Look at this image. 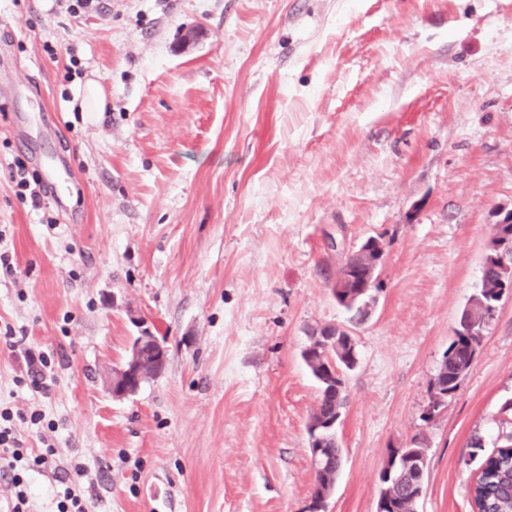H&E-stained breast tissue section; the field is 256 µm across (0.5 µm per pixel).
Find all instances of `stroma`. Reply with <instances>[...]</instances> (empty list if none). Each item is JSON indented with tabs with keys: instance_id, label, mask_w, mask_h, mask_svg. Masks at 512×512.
<instances>
[{
	"instance_id": "35a3bbf8",
	"label": "stroma",
	"mask_w": 512,
	"mask_h": 512,
	"mask_svg": "<svg viewBox=\"0 0 512 512\" xmlns=\"http://www.w3.org/2000/svg\"><path fill=\"white\" fill-rule=\"evenodd\" d=\"M0 0V407L53 446L31 512H305L311 329L346 255L384 248L355 329L326 512H375L424 448L417 512H472L473 436L512 397V295L456 393L431 384L512 208V0ZM105 107L73 106L87 82ZM64 157L67 210L20 198ZM168 363L109 391L140 327ZM39 379L41 390L30 382ZM496 221L492 226V245L502 249H512V209L502 208L495 214ZM56 509L53 512H86L87 500L82 491L76 486H66L58 492Z\"/></svg>"
}]
</instances>
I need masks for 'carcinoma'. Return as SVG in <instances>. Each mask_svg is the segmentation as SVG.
Segmentation results:
<instances>
[{
    "label": "carcinoma",
    "instance_id": "1",
    "mask_svg": "<svg viewBox=\"0 0 512 512\" xmlns=\"http://www.w3.org/2000/svg\"><path fill=\"white\" fill-rule=\"evenodd\" d=\"M491 242L502 249H512V224L492 226ZM502 273L494 261H487L482 269L481 288L471 297L462 311L474 321L472 325L458 322L454 337L445 351L441 366L434 379L435 392L432 398L443 406L457 391L461 381L471 369L484 338V332L493 319L501 301L496 289L501 287ZM310 356L303 360L316 380L319 397L312 420L313 427L307 428L309 444L320 449L322 467L315 470L316 491L313 503L325 506L321 491L336 484L342 456L336 429L330 421L342 413L345 402V379L333 377L327 364L329 358H338V364L348 371L358 362V350L352 336H334L331 327L325 326L311 334L310 345L306 348ZM469 456L478 461L480 477L470 490L472 508L478 512H512L509 487L512 486V431L506 433L504 444L488 453L482 439L475 437L470 444ZM424 479L412 468L401 466L397 469L393 487L388 490L391 507L386 512H406L416 501Z\"/></svg>",
    "mask_w": 512,
    "mask_h": 512
}]
</instances>
